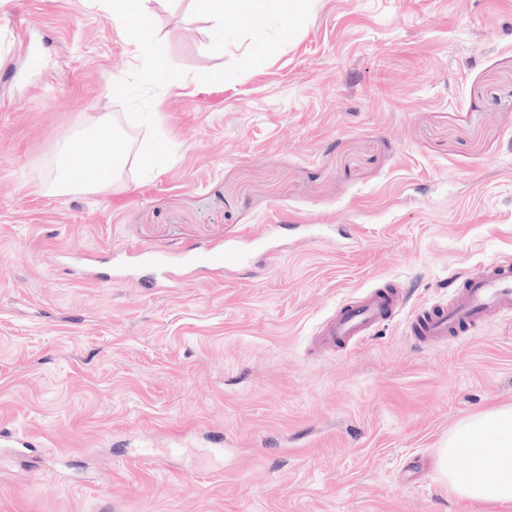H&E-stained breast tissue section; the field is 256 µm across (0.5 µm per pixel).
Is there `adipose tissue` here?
I'll return each instance as SVG.
<instances>
[{"label":"adipose tissue","mask_w":512,"mask_h":512,"mask_svg":"<svg viewBox=\"0 0 512 512\" xmlns=\"http://www.w3.org/2000/svg\"><path fill=\"white\" fill-rule=\"evenodd\" d=\"M214 30L206 52L224 50V17L273 11L284 24L303 20L314 0H197ZM435 466L454 495L512 512V406L464 417L437 452Z\"/></svg>","instance_id":"ef3b65f1"}]
</instances>
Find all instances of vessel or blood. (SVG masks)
<instances>
[{
  "mask_svg": "<svg viewBox=\"0 0 512 512\" xmlns=\"http://www.w3.org/2000/svg\"><path fill=\"white\" fill-rule=\"evenodd\" d=\"M404 289H376L357 298L326 323L318 333L321 346L357 340L384 320L402 312ZM512 311V259L492 261L485 269L468 275L451 290L447 302L413 311L408 319L409 335L436 345L449 336L478 332L493 315Z\"/></svg>",
  "mask_w": 512,
  "mask_h": 512,
  "instance_id": "obj_1",
  "label": "vessel or blood"
}]
</instances>
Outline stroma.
I'll list each match as a JSON object with an SVG mask.
<instances>
[{
	"label": "stroma",
	"instance_id": "obj_1",
	"mask_svg": "<svg viewBox=\"0 0 512 512\" xmlns=\"http://www.w3.org/2000/svg\"><path fill=\"white\" fill-rule=\"evenodd\" d=\"M153 9L185 72L152 104L174 156L116 211L36 185L139 59L101 0H0V433L30 441L0 447V512H490L433 460L512 404V312L435 348L404 315L314 340L370 289L411 312L512 257V0L228 16L220 56L194 0ZM270 224L271 255L225 265Z\"/></svg>",
	"mask_w": 512,
	"mask_h": 512
}]
</instances>
